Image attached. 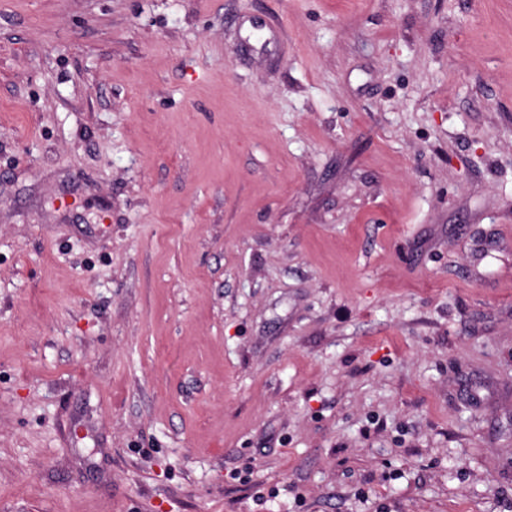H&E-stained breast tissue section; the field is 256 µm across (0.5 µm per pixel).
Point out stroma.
Returning a JSON list of instances; mask_svg holds the SVG:
<instances>
[{
	"label": "stroma",
	"instance_id": "1",
	"mask_svg": "<svg viewBox=\"0 0 512 512\" xmlns=\"http://www.w3.org/2000/svg\"><path fill=\"white\" fill-rule=\"evenodd\" d=\"M0 512H512V0H0Z\"/></svg>",
	"mask_w": 512,
	"mask_h": 512
}]
</instances>
